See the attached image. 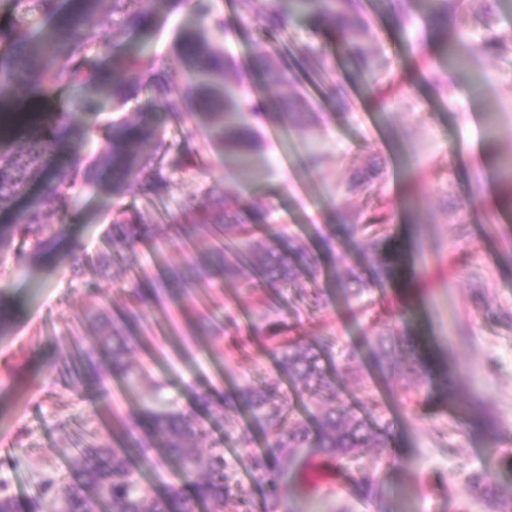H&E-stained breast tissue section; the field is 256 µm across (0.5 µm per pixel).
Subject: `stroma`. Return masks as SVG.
I'll return each mask as SVG.
<instances>
[{"label": "stroma", "mask_w": 512, "mask_h": 512, "mask_svg": "<svg viewBox=\"0 0 512 512\" xmlns=\"http://www.w3.org/2000/svg\"><path fill=\"white\" fill-rule=\"evenodd\" d=\"M230 32L224 42L243 70L248 102L264 106L269 118L257 121L260 146L249 171L224 161L205 131L161 115L168 149L162 167L169 177L161 192L140 186L113 191L112 177L102 173L100 190L82 194V211L69 227L93 256L108 250L105 229L114 208L141 213L144 221L164 228L179 216L182 201L205 191H226L252 205L271 210L270 224L305 239L321 273L315 290L289 289L277 310L263 304L261 282L241 288L218 284L181 295L179 309L155 312L151 326L134 347L132 359L168 381L156 392L151 381L126 388L111 378L112 404L121 410L159 402L195 415L209 428L202 448H220L235 469L246 494L245 505L232 512H265L267 488L255 483L250 448L267 445L264 428L249 411H241L234 432H226L219 408L236 386L279 385L290 390L264 333L270 321L291 326L292 337L335 344L322 360L335 371L343 354L359 361V379L340 377L337 384L356 409L369 397L383 400V419L403 438V458L393 461L387 448H368L364 459L376 460L386 501L365 496L359 473L347 460L318 448H305L285 476L281 494L291 512H505L512 507V209L503 205L498 175L512 164V13L493 9L489 22L472 19V44L497 36L502 50L474 53L471 71L483 79L474 92L462 71H451L448 87H439L416 64L413 44L419 31L405 32L390 22L386 0H366L372 23L369 37L376 65L391 72L393 83L408 86L406 98L380 111L372 98L368 73L359 70L345 47L321 31L307 16L292 17L287 35L258 32L240 21L235 0H211ZM196 18L187 0L159 12L148 32L129 29L123 13L111 17V35L119 51L147 41L167 83H182L175 69L182 28ZM278 48L294 68L292 93L304 98L311 113L305 121L274 111L280 91L263 87L248 65L259 52ZM334 67L346 87L348 108L338 110L329 86L317 73ZM147 94L115 101L96 89L48 100L63 108L73 140L107 117L135 119ZM321 153L319 169L305 167L308 152ZM365 188L348 193L353 176ZM389 215L388 231L414 260L404 268L405 284H389L367 294L368 315L354 312L336 282L335 258L325 252L321 236L339 238L343 225L362 220L377 203ZM131 276L122 262L109 274L92 263L69 265L57 259L36 260L22 270L0 276V479L18 496H34L46 476L69 483L77 470L79 448L107 433L112 418L100 402L79 397L66 377L44 380L43 367L87 337L79 319L91 302L113 312L132 307ZM221 307L236 319L221 336H191L185 321ZM394 323L411 318L423 352L436 374L451 379L447 393H434L415 409H404L394 379L382 375L367 357L373 315ZM209 392L213 408L197 399ZM486 405L500 431L497 440L469 430L464 403ZM246 436L250 448L238 438ZM484 474L497 485L498 497L486 501L467 492L469 478Z\"/></svg>", "instance_id": "obj_1"}]
</instances>
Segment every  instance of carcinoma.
Masks as SVG:
<instances>
[{
    "label": "carcinoma",
    "mask_w": 512,
    "mask_h": 512,
    "mask_svg": "<svg viewBox=\"0 0 512 512\" xmlns=\"http://www.w3.org/2000/svg\"><path fill=\"white\" fill-rule=\"evenodd\" d=\"M108 1L112 10L126 14L131 28L142 31L154 26L157 12L165 4V0H71L72 8L60 14L56 0H32L39 15L24 13L21 20L37 29L36 35L22 34L15 23L0 27V117L6 123L46 125L50 132L37 139L0 140V209L10 206L29 181L41 176L44 156L70 134L69 119L63 113L55 115L31 104L24 109L12 107L30 88L52 90L65 85L82 89L97 82L113 98L124 100L153 82L157 59L146 48L116 51L103 9ZM196 2L199 20L181 32L178 50L181 69L189 80V108H183L171 94L150 100V106L204 128L225 157L246 165L258 144V135L243 115L237 66L223 47L227 25L202 5V0ZM388 8L402 29L421 18L428 41L445 54L448 33L455 34L457 43L463 42L468 15L463 0H388ZM236 9L241 20L259 31H285L291 13L304 12L336 36L360 68L372 70L364 45L370 33L364 0H236ZM91 49L103 57L112 56V73L98 77L88 69ZM251 67L269 86L295 81L278 49L255 55ZM127 71L138 72L144 82H127ZM277 108L300 117L307 105L289 96L280 99ZM84 139L100 141L93 157L85 159L81 147H74L70 177L48 183L43 197L18 214L9 235L0 234V267L7 264L10 255L17 267L54 255L59 240L80 214L79 183L95 184L99 168L112 171L115 191L140 182L149 168V189L167 185L162 166L151 165L168 149L151 113H140L136 121L113 119L103 128L88 129ZM46 205L57 210L58 223H43L42 208ZM387 223V213L378 211L346 228L349 240L363 239L372 251L374 278L370 281L348 265L347 255L337 250L331 237L322 238L324 248L337 253L338 262L344 265L337 280L345 301L361 298L371 286L400 280L401 249L388 233ZM168 229L189 251L187 258L167 266L156 277L134 281L136 305L118 318H112V313L99 305L86 309L79 323L92 329L91 342L74 347L46 365L44 378L52 379L55 368L62 364L79 395L102 387L104 378L112 375L136 385L150 378V371L140 363L130 365L127 355L147 326L151 309L166 298L175 299L177 289L210 288L224 281L247 285L258 277L273 290L268 303L274 305L285 290L304 279L314 280L320 273L300 237L283 228L268 232L266 226L252 223L249 208L227 193L221 196L211 190L201 194L184 205L179 220ZM152 233L153 228L140 223L135 212L118 210L107 229L110 249L97 254L94 262L107 268L116 254L133 261L138 247L149 241ZM16 240L22 247L14 248ZM234 325L235 318L227 314L222 319L200 316L187 328L191 333L217 336ZM375 327L369 343L372 363L403 381L400 398L410 408L419 398L429 396L432 388L427 359L410 330L396 328L385 319L376 320ZM272 353L282 374L300 394L308 395V404L304 405L307 415L297 411L275 386L240 387L233 398L226 400L225 423H231V414L243 405L265 425L268 448L251 454L254 480L268 486L269 498L278 507L281 498L274 473H288L301 449L320 448L359 462L364 494L382 498L384 488L378 470L360 461L363 449L387 447L388 431L372 427L354 411L337 387L336 376L319 366V355L312 346L300 339H287L275 343ZM113 421L106 438L81 449L78 480L63 492H58L55 480L47 479L37 497L22 498L0 480V512H57L60 508L64 512H195L200 504L206 512H224V505L242 497L241 485L224 454L216 448L206 452L195 448L207 431L193 414L171 406H145L117 415ZM468 426L493 438L498 435L494 423L474 404L470 405ZM169 465L177 468L176 479L159 491L147 480L146 471ZM468 490L488 500L496 495V485L487 476L471 479Z\"/></svg>",
    "instance_id": "1"
}]
</instances>
